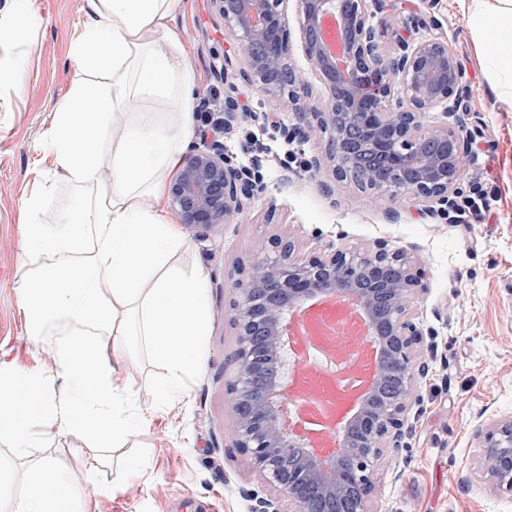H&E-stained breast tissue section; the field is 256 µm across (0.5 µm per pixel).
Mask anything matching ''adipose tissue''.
<instances>
[{
  "mask_svg": "<svg viewBox=\"0 0 512 512\" xmlns=\"http://www.w3.org/2000/svg\"><path fill=\"white\" fill-rule=\"evenodd\" d=\"M182 0H84L75 66L44 144L48 165L20 206L27 241L19 313L27 336L53 337L39 369L0 365V512H80L112 448L148 421L123 372L142 352L166 369L155 407L183 394L203 368L207 276L172 265L189 248L168 206V178L194 135L195 77L176 16ZM466 20L485 74L512 99V0H470ZM167 111L140 112L142 102ZM76 189L72 220L50 224L56 181ZM68 386L60 398L56 381ZM90 438L91 462L51 451L59 434Z\"/></svg>",
  "mask_w": 512,
  "mask_h": 512,
  "instance_id": "obj_1",
  "label": "adipose tissue"
}]
</instances>
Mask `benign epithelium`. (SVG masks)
I'll use <instances>...</instances> for the list:
<instances>
[{"mask_svg":"<svg viewBox=\"0 0 512 512\" xmlns=\"http://www.w3.org/2000/svg\"><path fill=\"white\" fill-rule=\"evenodd\" d=\"M240 44L247 76L268 93L273 112L289 109L291 136L329 133L326 156L335 178L348 180L372 204L401 200L426 216L448 214L470 163L462 95L463 68L437 37H416L397 4L373 21L367 0H297L296 25L309 70L328 95L308 109L305 82L291 67L285 0H213ZM335 21L342 43L336 64L324 34ZM259 175L210 141L191 150L168 197L181 224L197 232L229 224L262 193ZM292 245L254 262L232 285L225 318L235 327V373L227 383L237 447L263 482L282 492L255 497L251 512H372L374 464L398 448L425 374L423 329L415 302L427 292L425 272L409 253L381 240L305 260ZM335 296L359 309L372 328L376 359L367 394L332 434L327 453L313 432L291 420L302 341L291 334L294 307ZM477 469L487 488L512 494V418L480 430Z\"/></svg>","mask_w":512,"mask_h":512,"instance_id":"benign-epithelium-1","label":"benign epithelium"}]
</instances>
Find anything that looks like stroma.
<instances>
[{"label": "stroma", "mask_w": 512, "mask_h": 512, "mask_svg": "<svg viewBox=\"0 0 512 512\" xmlns=\"http://www.w3.org/2000/svg\"><path fill=\"white\" fill-rule=\"evenodd\" d=\"M34 21L24 43L0 53L23 59L16 85L0 86V364L35 369L49 363L51 345L26 335L18 286L26 242L18 212L32 188V169L50 115L67 95L69 48L83 27V0H32ZM414 33L445 38L464 69L470 107L463 120L472 161L461 187L482 183L493 197L484 221L453 224L403 208L390 221L370 207L354 184L330 172L313 175L312 157H324L327 133L288 139L296 118L264 117L265 90L243 75L244 60L213 0H185L177 23L190 47L198 97L223 104L234 97L244 119L221 134L226 153L259 167L266 190L231 224L191 235L175 254L185 270L208 276L211 320L203 370L186 396L155 410L152 420L112 451L87 493L85 512H250L251 497L274 495L244 464L231 432L226 387L234 374V327L224 317L231 283L256 260L293 243L306 258L385 239L405 248L426 272L418 305L428 365L417 377V404L408 414L401 449H384L375 466L373 512H512V495L487 490L476 466L478 427L512 417V102L497 99L481 66L477 39L466 20V0H406ZM260 143L243 152L248 135ZM298 146L289 162V146Z\"/></svg>", "instance_id": "stroma-1"}]
</instances>
